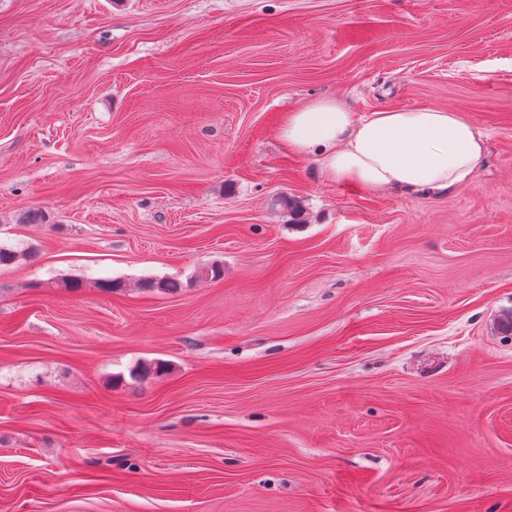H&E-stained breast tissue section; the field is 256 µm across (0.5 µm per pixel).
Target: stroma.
<instances>
[{
  "label": "stroma",
  "instance_id": "obj_1",
  "mask_svg": "<svg viewBox=\"0 0 512 512\" xmlns=\"http://www.w3.org/2000/svg\"><path fill=\"white\" fill-rule=\"evenodd\" d=\"M322 97L484 154L325 182ZM0 244V512H512V0H0ZM278 134L290 152L314 158L326 181L373 191L462 187L484 151L481 135L461 112L425 107L357 120L337 98L311 100L288 112Z\"/></svg>",
  "mask_w": 512,
  "mask_h": 512
}]
</instances>
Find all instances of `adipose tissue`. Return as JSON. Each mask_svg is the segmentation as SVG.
<instances>
[{
	"label": "adipose tissue",
	"instance_id": "obj_1",
	"mask_svg": "<svg viewBox=\"0 0 512 512\" xmlns=\"http://www.w3.org/2000/svg\"><path fill=\"white\" fill-rule=\"evenodd\" d=\"M278 134L290 152L314 158L326 181L373 191L462 187L484 151L481 135L454 110L377 111L357 120L336 98L315 99L288 113Z\"/></svg>",
	"mask_w": 512,
	"mask_h": 512
}]
</instances>
